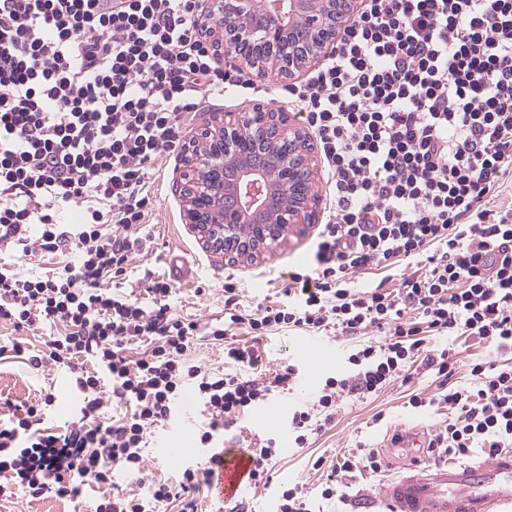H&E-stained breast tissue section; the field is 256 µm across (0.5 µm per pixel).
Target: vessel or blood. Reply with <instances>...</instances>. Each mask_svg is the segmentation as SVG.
<instances>
[{
  "label": "vessel or blood",
  "mask_w": 512,
  "mask_h": 512,
  "mask_svg": "<svg viewBox=\"0 0 512 512\" xmlns=\"http://www.w3.org/2000/svg\"><path fill=\"white\" fill-rule=\"evenodd\" d=\"M225 462L207 485L210 498L225 505L245 493L246 456L225 449ZM391 512H506L512 507V450L454 465L422 460L384 486Z\"/></svg>",
  "instance_id": "vessel-or-blood-1"
}]
</instances>
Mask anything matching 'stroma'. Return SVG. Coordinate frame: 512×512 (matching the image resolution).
<instances>
[{
  "mask_svg": "<svg viewBox=\"0 0 512 512\" xmlns=\"http://www.w3.org/2000/svg\"><path fill=\"white\" fill-rule=\"evenodd\" d=\"M185 170V156L177 152L162 156L150 172L148 187L156 204L142 228L145 244L132 262V271L124 283L126 291L141 299L145 296L147 278L168 279L177 310L206 321L219 316L224 308L225 275L234 274L240 288V303L248 307L274 296L287 283L290 271L309 262L316 227L328 217L324 172H317L315 177L314 223L293 226L282 240L256 258L231 259L206 249L198 234L185 224L178 191ZM45 389L55 396L44 415L46 426L56 428L72 421L80 397L69 373L56 369L36 372L25 363L0 360V398L33 402ZM415 391L429 397L436 394L434 376L417 370L410 383L396 382L376 398L347 403L335 424L314 436L309 448L291 447L283 451L274 466L272 485L262 487L260 493L249 490L242 495L244 512H272L277 484L288 482L304 485L314 512H385L380 487L399 474L409 461L403 447L395 444V436L414 431L429 438L448 417L444 409L411 407L408 399ZM379 412L384 418L378 422L374 416ZM361 443L378 450L380 472L356 470L340 476V483L346 487V500L323 503L317 490L325 476L309 470L310 455L352 453ZM101 494V488L93 483L84 486L74 503L55 497L32 501L19 494L0 500V512H94Z\"/></svg>",
  "mask_w": 512,
  "mask_h": 512,
  "instance_id": "stroma-1",
  "label": "stroma"
}]
</instances>
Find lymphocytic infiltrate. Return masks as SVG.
<instances>
[{
    "label": "lymphocytic infiltrate",
    "instance_id": "1",
    "mask_svg": "<svg viewBox=\"0 0 512 512\" xmlns=\"http://www.w3.org/2000/svg\"><path fill=\"white\" fill-rule=\"evenodd\" d=\"M205 3L0 0V253L55 261L39 275L0 267V324L51 330L42 349L15 341L0 355L67 370L83 395L56 430L42 425L53 394L6 401L0 496L73 500L89 481L109 489L95 512H197L230 429L302 376L297 362L269 365L262 341L277 331L349 345L346 368L312 402L289 404L295 447H309L348 398L408 382L419 363L440 393L410 405L448 411L429 453L449 461L511 448L512 365L463 364L428 343L512 347V208L486 205L512 175V0H360L326 61L282 88L327 174L314 258L249 309L226 277L223 316L202 324L176 312L165 279L148 281L143 302L112 284L125 279L154 206L149 174L180 147L187 115L225 91L247 100L258 90L218 61L198 24ZM67 209L79 223L56 221ZM371 271L400 283L355 290ZM133 339L149 350L129 355ZM204 346L221 351L223 367L194 359ZM188 385L211 454L176 478L150 476L145 450L181 422ZM312 467L326 469L320 497L331 501L344 496L340 474L380 471L381 458L363 447ZM118 470L141 492L113 489Z\"/></svg>",
    "mask_w": 512,
    "mask_h": 512
}]
</instances>
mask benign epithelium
<instances>
[{"mask_svg": "<svg viewBox=\"0 0 512 512\" xmlns=\"http://www.w3.org/2000/svg\"><path fill=\"white\" fill-rule=\"evenodd\" d=\"M208 27L218 44L241 60L254 80L290 77L319 59L352 22L355 0H210ZM308 34L293 32L294 20ZM270 153L274 169L243 161L252 150ZM311 136L277 112H226L185 146L189 172L180 188L185 223L206 247L231 258L254 256L292 224L314 218ZM242 159L235 170L227 159ZM250 224L243 235L239 225Z\"/></svg>", "mask_w": 512, "mask_h": 512, "instance_id": "benign-epithelium-1", "label": "benign epithelium"}]
</instances>
